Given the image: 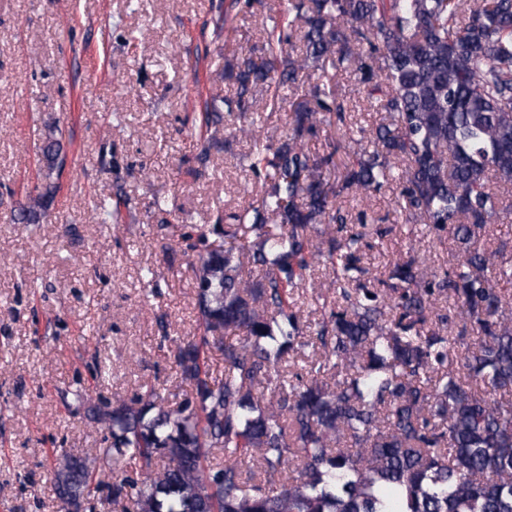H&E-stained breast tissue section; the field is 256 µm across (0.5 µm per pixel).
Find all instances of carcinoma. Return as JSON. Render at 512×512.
Masks as SVG:
<instances>
[{
    "mask_svg": "<svg viewBox=\"0 0 512 512\" xmlns=\"http://www.w3.org/2000/svg\"><path fill=\"white\" fill-rule=\"evenodd\" d=\"M303 48L278 26L264 56L236 59L237 112L257 93L296 84L325 64L352 68L380 96L386 122L352 160L312 155L302 138L345 119L318 80L291 103L293 134L259 127L249 168L264 170L260 203L217 235L196 238L193 272L203 334L177 343L175 409L148 397L105 402L103 457L63 454L57 496L94 499L101 459L129 456L138 481L112 484L121 512H512V249L490 237L512 212V0H296ZM205 126L224 125V97L205 101ZM38 149L59 167L53 127ZM398 181L408 219L448 232L456 264L430 272L412 259L385 278L362 265L368 231L342 234L336 198ZM56 191L30 199L36 223ZM246 225L252 240H224ZM333 299L308 292L320 259ZM262 267L252 280L245 268ZM320 314L316 329L304 308ZM222 352L213 375L206 350Z\"/></svg>",
    "mask_w": 512,
    "mask_h": 512,
    "instance_id": "obj_1",
    "label": "carcinoma"
}]
</instances>
